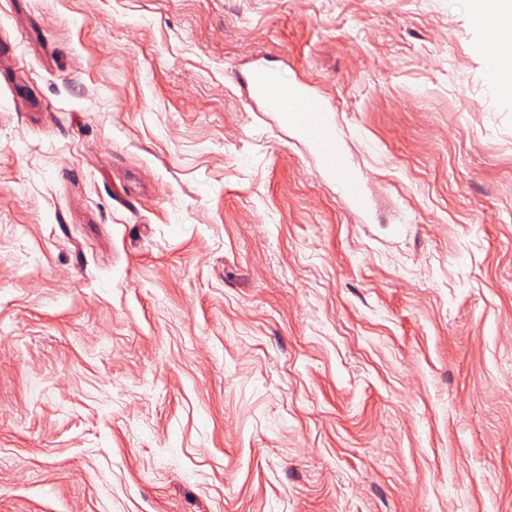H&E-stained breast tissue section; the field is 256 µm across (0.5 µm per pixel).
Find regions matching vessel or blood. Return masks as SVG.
Listing matches in <instances>:
<instances>
[{
  "label": "vessel or blood",
  "mask_w": 512,
  "mask_h": 512,
  "mask_svg": "<svg viewBox=\"0 0 512 512\" xmlns=\"http://www.w3.org/2000/svg\"><path fill=\"white\" fill-rule=\"evenodd\" d=\"M246 84L250 103L261 104L263 111L283 123L306 127L322 162L333 169L340 166L342 154L336 127L329 107L320 96L299 86L283 85L279 71L272 68L249 71Z\"/></svg>",
  "instance_id": "vessel-or-blood-1"
}]
</instances>
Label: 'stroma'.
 <instances>
[{"instance_id":"stroma-1","label":"stroma","mask_w":512,"mask_h":512,"mask_svg":"<svg viewBox=\"0 0 512 512\" xmlns=\"http://www.w3.org/2000/svg\"><path fill=\"white\" fill-rule=\"evenodd\" d=\"M469 0H0V512H512V92ZM330 105L361 201L247 102Z\"/></svg>"}]
</instances>
